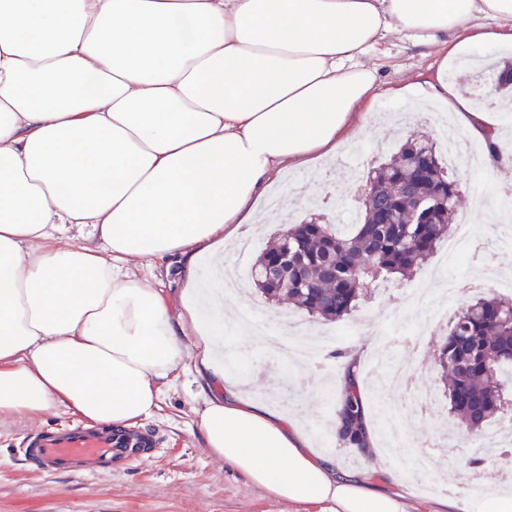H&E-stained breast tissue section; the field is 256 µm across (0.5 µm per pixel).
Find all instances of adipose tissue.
Masks as SVG:
<instances>
[{
  "instance_id": "1",
  "label": "adipose tissue",
  "mask_w": 512,
  "mask_h": 512,
  "mask_svg": "<svg viewBox=\"0 0 512 512\" xmlns=\"http://www.w3.org/2000/svg\"><path fill=\"white\" fill-rule=\"evenodd\" d=\"M393 36L448 59L512 43V0H0V421L61 404L132 426L191 355L224 387L198 411L212 456L279 500L405 512L225 372L201 317L244 301L197 282L267 184L367 128L362 59ZM434 96L504 142L454 82ZM132 256L183 258L180 306Z\"/></svg>"
}]
</instances>
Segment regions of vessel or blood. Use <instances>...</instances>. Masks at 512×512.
I'll return each instance as SVG.
<instances>
[{"label":"vessel or blood","instance_id":"1","mask_svg":"<svg viewBox=\"0 0 512 512\" xmlns=\"http://www.w3.org/2000/svg\"><path fill=\"white\" fill-rule=\"evenodd\" d=\"M159 444L148 430L76 424L32 431L25 456L50 473H112L149 460Z\"/></svg>","mask_w":512,"mask_h":512}]
</instances>
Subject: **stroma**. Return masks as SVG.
I'll return each instance as SVG.
<instances>
[{
	"instance_id": "obj_1",
	"label": "stroma",
	"mask_w": 512,
	"mask_h": 512,
	"mask_svg": "<svg viewBox=\"0 0 512 512\" xmlns=\"http://www.w3.org/2000/svg\"><path fill=\"white\" fill-rule=\"evenodd\" d=\"M376 68L379 83L375 98L369 104L372 113H386L388 120L370 125L366 132L338 154L317 162L312 168L296 172L293 185H301L311 177H319L328 192L336 193L344 211L357 208L352 173L366 175L378 164L395 154L402 139L413 133H434L436 114L410 113L409 119L393 124L392 116L407 103H423L432 96L438 84L442 54L439 49L415 47L406 39L393 37L365 59ZM469 194L478 190L491 197L496 193L498 173L465 172ZM463 197L461 213L470 224L469 238L482 239L491 257L512 261V243L500 241L499 212L512 211V198L499 199L497 210L477 213L471 199ZM476 259L471 247H464L459 259L443 261L441 253L416 272L412 282L394 280L379 283L351 316L336 322L322 323L306 317L302 311H290L288 305L264 302L251 287L243 295L262 310L271 328H278L286 314L304 325L330 333L324 354L330 372L326 377L311 378L307 387L296 388L292 375L286 374L276 351L265 346L240 345L229 341L224 345V367L233 375L248 377L252 369H260L252 396L268 407H282L296 413L299 429L316 451L330 455L337 469L362 476L388 491L401 495L407 512H458L445 505L441 492L420 489L423 475L410 473L409 467L419 451V438L429 433L452 435L456 452L436 459L437 473L464 479L461 469L469 459V434L461 428L448 410L424 420L418 418L412 396L390 393L365 385L368 415L375 425L385 423L399 428L394 453L374 448L367 455L357 449L344 448L336 440V429L330 419L340 393L336 376L353 348H361L365 359L385 355L400 358L401 347L394 339L410 333L417 325L418 312H405L404 295L411 286L420 285L437 275L466 278L472 273ZM129 268L146 277L172 303H180L185 278L182 263L169 259L154 263L134 258ZM206 372L192 358H185L172 372L171 380L162 384L159 407L150 418L140 420L139 428L150 429L160 438V446L145 464L112 475L55 474L34 470L19 448L31 430L52 427L79 420L74 409L59 406L53 412L4 420L0 422V512H327L322 504H293L271 497L262 488L208 454L197 430V409L210 395Z\"/></svg>"
}]
</instances>
